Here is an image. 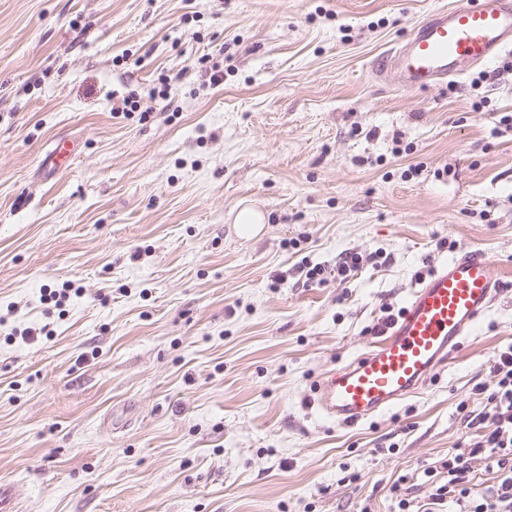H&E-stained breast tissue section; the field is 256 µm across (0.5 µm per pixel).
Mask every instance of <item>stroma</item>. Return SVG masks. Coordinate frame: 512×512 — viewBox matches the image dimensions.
<instances>
[{"mask_svg": "<svg viewBox=\"0 0 512 512\" xmlns=\"http://www.w3.org/2000/svg\"><path fill=\"white\" fill-rule=\"evenodd\" d=\"M455 3L0 0V485L18 512H428L451 456L494 484L465 443L512 345V68L415 92L373 70ZM60 138L65 169L44 163ZM245 207L266 217L252 237ZM473 250L502 289L447 368L356 426L309 409ZM349 253L344 283L300 271Z\"/></svg>", "mask_w": 512, "mask_h": 512, "instance_id": "35a3bbf8", "label": "stroma"}]
</instances>
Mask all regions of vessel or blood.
Here are the masks:
<instances>
[{"label":"vessel or blood","instance_id":"obj_1","mask_svg":"<svg viewBox=\"0 0 512 512\" xmlns=\"http://www.w3.org/2000/svg\"><path fill=\"white\" fill-rule=\"evenodd\" d=\"M512 52V0H458L432 13L379 68L407 90L461 77ZM495 260L482 251L442 263L409 297L385 336L318 382L312 406L354 425L417 393L447 367L499 291Z\"/></svg>","mask_w":512,"mask_h":512}]
</instances>
